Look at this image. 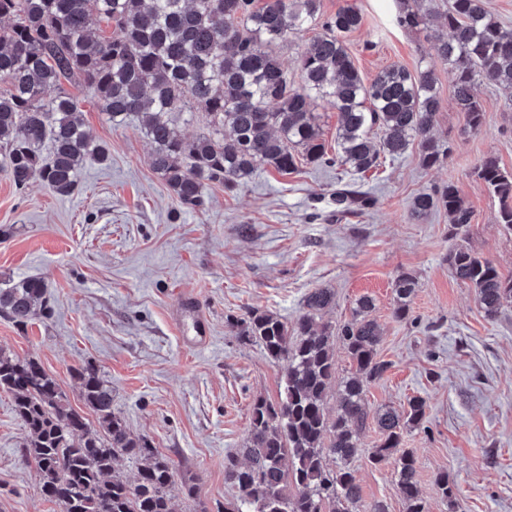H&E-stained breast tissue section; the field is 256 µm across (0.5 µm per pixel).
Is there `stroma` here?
Here are the masks:
<instances>
[{
    "mask_svg": "<svg viewBox=\"0 0 512 512\" xmlns=\"http://www.w3.org/2000/svg\"><path fill=\"white\" fill-rule=\"evenodd\" d=\"M348 3L363 16L347 46L364 80L391 65L435 72L434 136L452 146L443 164L423 165L413 148L363 175L265 166L231 192L207 185L205 207L184 209L153 169L152 146L136 125L112 126L73 81L67 88L87 131L108 144V164L82 168L71 196L37 180L17 191L0 169V288L41 277L53 307L50 318L23 329L0 318V350L37 360L81 413L76 372L94 365L131 432L171 462L180 512H216L235 501L240 491L225 482L224 459L246 446L254 401L277 400L282 388V363L237 336L233 319L259 309L295 322L317 288L335 295L316 318L321 325L349 319L362 297L374 302L378 355L390 367L368 387L370 409L400 413L409 399H425L426 416L402 447L416 460L430 512H512V307L488 317L446 261L459 244L512 278V233L497 222L498 199L473 174L488 157L512 169V108L499 89L480 86L484 126L470 130L434 39L397 26L395 0H322V10L331 15ZM345 184L369 192L375 205L337 213L332 194ZM446 184L472 211L456 237L445 212L410 210L419 191ZM403 274L418 288L399 319L393 286ZM186 293L197 312L179 313ZM200 314L210 330L203 346L194 342ZM26 437L11 396L0 392V512H60L24 455ZM380 438L367 425L352 463L362 501L404 512L393 461H370ZM442 472L456 486L453 500L438 491Z\"/></svg>",
    "mask_w": 512,
    "mask_h": 512,
    "instance_id": "stroma-1",
    "label": "stroma"
}]
</instances>
